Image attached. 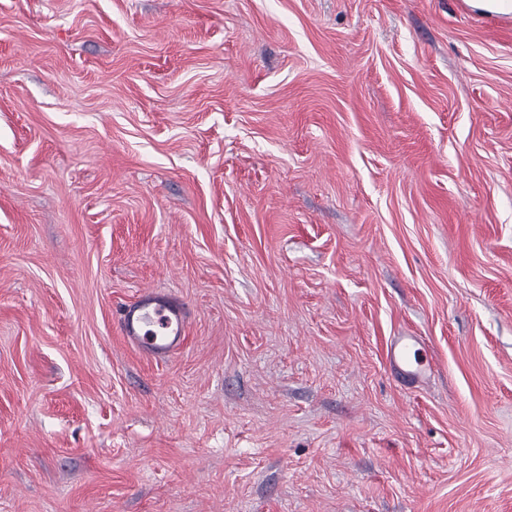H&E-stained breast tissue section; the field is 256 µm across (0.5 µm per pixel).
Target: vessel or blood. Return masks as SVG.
<instances>
[{
  "mask_svg": "<svg viewBox=\"0 0 512 512\" xmlns=\"http://www.w3.org/2000/svg\"><path fill=\"white\" fill-rule=\"evenodd\" d=\"M121 336L147 359L163 362L185 345L189 317L186 305L169 294L145 291L119 310ZM387 360L396 377L418 387L433 373V364L419 337L402 333L392 338Z\"/></svg>",
  "mask_w": 512,
  "mask_h": 512,
  "instance_id": "1",
  "label": "vessel or blood"
}]
</instances>
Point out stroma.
Wrapping results in <instances>:
<instances>
[{"label": "stroma", "instance_id": "35a3bbf8", "mask_svg": "<svg viewBox=\"0 0 512 512\" xmlns=\"http://www.w3.org/2000/svg\"><path fill=\"white\" fill-rule=\"evenodd\" d=\"M0 512H512V24L0 0ZM121 336L147 359L163 362L185 345L189 317L186 305L167 293L141 292L119 310ZM387 360L396 377L411 387L426 383L433 373V364L419 336L402 333L393 336Z\"/></svg>", "mask_w": 512, "mask_h": 512}]
</instances>
